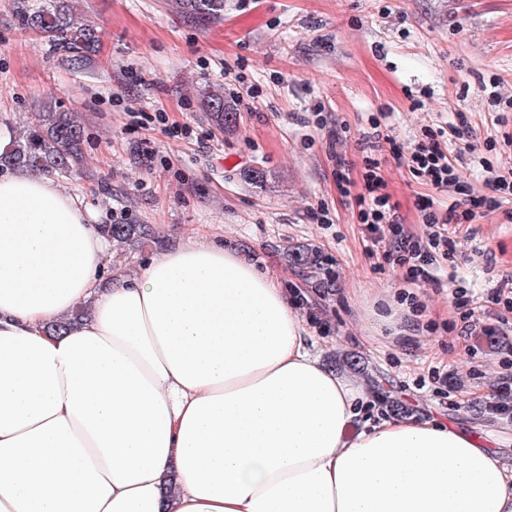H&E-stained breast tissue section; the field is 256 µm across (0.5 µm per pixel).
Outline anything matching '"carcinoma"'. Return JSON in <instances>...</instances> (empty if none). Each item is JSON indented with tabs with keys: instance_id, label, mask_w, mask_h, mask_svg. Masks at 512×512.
<instances>
[{
	"instance_id": "obj_1",
	"label": "carcinoma",
	"mask_w": 512,
	"mask_h": 512,
	"mask_svg": "<svg viewBox=\"0 0 512 512\" xmlns=\"http://www.w3.org/2000/svg\"><path fill=\"white\" fill-rule=\"evenodd\" d=\"M178 12L190 23L204 27L224 14V0H177ZM25 27L44 39L61 60L74 70L84 69L100 51L96 28L69 13L59 0H41L24 14ZM202 102L217 125H235L236 112L224 102L221 89L200 90ZM83 130L75 113L49 109L36 113L35 124L0 151V166L25 168L41 174L71 172L82 165ZM104 236L118 244L135 246L151 238L144 224L101 225ZM298 274L311 287L325 290L334 280L325 258L311 246L287 254Z\"/></svg>"
}]
</instances>
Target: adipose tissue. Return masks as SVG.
<instances>
[{
	"label": "adipose tissue",
	"instance_id": "ef3b65f1",
	"mask_svg": "<svg viewBox=\"0 0 512 512\" xmlns=\"http://www.w3.org/2000/svg\"><path fill=\"white\" fill-rule=\"evenodd\" d=\"M201 236L107 280L78 196L0 175V512H512V471L474 437L356 429L360 392L293 298Z\"/></svg>",
	"mask_w": 512,
	"mask_h": 512
}]
</instances>
